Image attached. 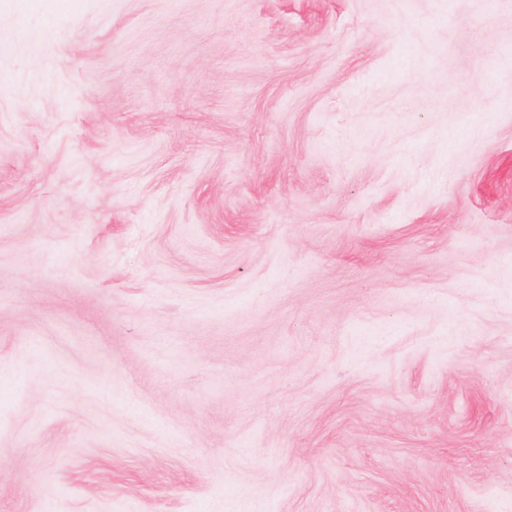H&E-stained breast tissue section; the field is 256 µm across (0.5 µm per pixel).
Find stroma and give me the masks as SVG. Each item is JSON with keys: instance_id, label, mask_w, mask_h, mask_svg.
Returning <instances> with one entry per match:
<instances>
[{"instance_id": "obj_1", "label": "stroma", "mask_w": 512, "mask_h": 512, "mask_svg": "<svg viewBox=\"0 0 512 512\" xmlns=\"http://www.w3.org/2000/svg\"><path fill=\"white\" fill-rule=\"evenodd\" d=\"M0 512H512V0H0Z\"/></svg>"}]
</instances>
